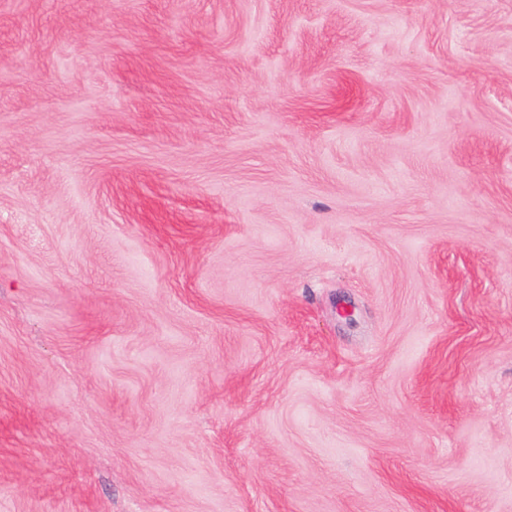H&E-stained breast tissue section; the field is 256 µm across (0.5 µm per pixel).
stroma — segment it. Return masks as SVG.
Masks as SVG:
<instances>
[{
    "label": "stroma",
    "instance_id": "stroma-1",
    "mask_svg": "<svg viewBox=\"0 0 512 512\" xmlns=\"http://www.w3.org/2000/svg\"><path fill=\"white\" fill-rule=\"evenodd\" d=\"M0 512H512V0H0Z\"/></svg>",
    "mask_w": 512,
    "mask_h": 512
}]
</instances>
